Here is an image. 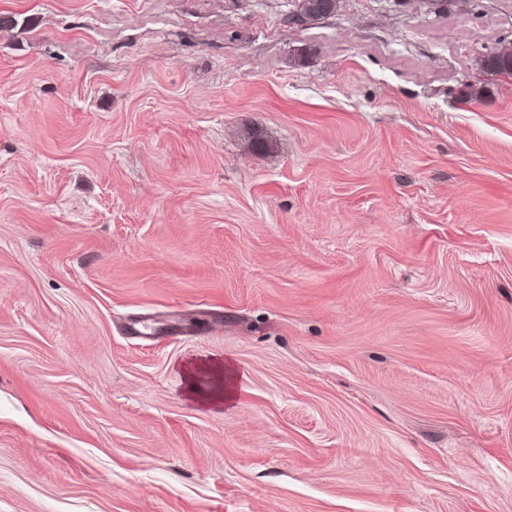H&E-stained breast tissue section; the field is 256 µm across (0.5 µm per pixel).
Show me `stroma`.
<instances>
[{
  "instance_id": "obj_1",
  "label": "stroma",
  "mask_w": 512,
  "mask_h": 512,
  "mask_svg": "<svg viewBox=\"0 0 512 512\" xmlns=\"http://www.w3.org/2000/svg\"><path fill=\"white\" fill-rule=\"evenodd\" d=\"M291 10L0 0V512H512V0Z\"/></svg>"
}]
</instances>
